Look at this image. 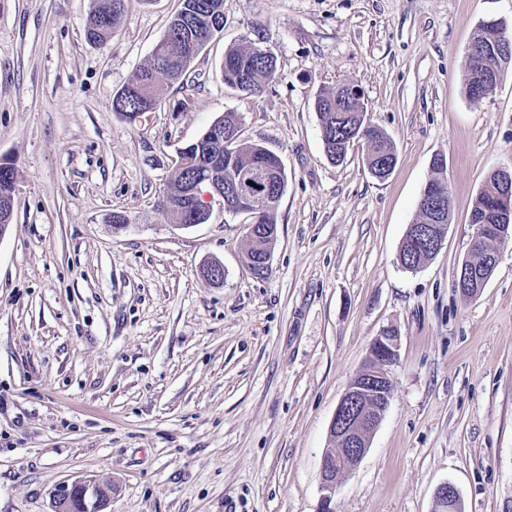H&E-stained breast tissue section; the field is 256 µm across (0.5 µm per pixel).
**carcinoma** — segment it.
Instances as JSON below:
<instances>
[{
  "label": "carcinoma",
  "instance_id": "obj_1",
  "mask_svg": "<svg viewBox=\"0 0 512 512\" xmlns=\"http://www.w3.org/2000/svg\"><path fill=\"white\" fill-rule=\"evenodd\" d=\"M124 8L125 0H94L92 17L85 30L86 40L97 44L112 37ZM211 17L224 20V0H181L180 9L169 21L166 35L155 45L149 63L117 91L118 104L112 105L113 111L134 122L142 113L150 111L149 99L160 102L197 56L190 49V42H196L203 48L210 41L208 19ZM222 76L226 86L258 95L270 80L271 72L265 59L253 54L247 44L226 51ZM314 108L320 118L322 140L325 142L344 141L352 135L355 124L370 122L367 113L348 111V103L336 99L334 90L321 92ZM369 144L379 153L395 151L391 138L379 129H371ZM192 146L194 149L185 154L190 171L206 170L212 156L223 152L219 146L201 138ZM12 193L14 184L0 175V224L10 223ZM494 193L495 179L488 178L476 195L471 221H482Z\"/></svg>",
  "mask_w": 512,
  "mask_h": 512
}]
</instances>
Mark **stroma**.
<instances>
[{
	"label": "stroma",
	"instance_id": "obj_1",
	"mask_svg": "<svg viewBox=\"0 0 512 512\" xmlns=\"http://www.w3.org/2000/svg\"><path fill=\"white\" fill-rule=\"evenodd\" d=\"M179 6L127 0L91 44L93 0H0V512H51L87 480L111 483L110 512H317L330 421L388 326L392 398L334 512H434L445 482L461 512H512V239L477 296L454 286L473 201L512 167V77L470 99L466 51L483 21L512 31V0H224L223 31L127 122L113 97ZM252 41L277 61L257 97L221 75ZM349 82L394 143L387 180L365 144L324 154L315 98ZM227 112L287 175L263 279L244 215L216 203L183 228L160 207L178 148ZM438 154L450 223L410 271ZM214 260L220 285L200 273Z\"/></svg>",
	"mask_w": 512,
	"mask_h": 512
}]
</instances>
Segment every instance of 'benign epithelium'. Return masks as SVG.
<instances>
[{
  "mask_svg": "<svg viewBox=\"0 0 512 512\" xmlns=\"http://www.w3.org/2000/svg\"><path fill=\"white\" fill-rule=\"evenodd\" d=\"M467 56L477 67L473 84V99L481 100L500 86L501 73L512 66V39L505 37L495 49L496 65L487 62V51L478 42H471ZM340 89L346 93L353 111L367 107L364 94L353 84H344ZM224 137V156L231 159L227 164L234 171V159L238 152L239 132L228 129L216 131V137ZM495 198L497 199L498 224H477L472 244L481 247L488 242H501L512 238L508 222L512 219V168L497 170ZM208 178L201 173L193 181L183 184L179 193V209L187 214L193 210V184ZM285 178L282 164L268 166L263 162H252L240 173L224 181V190L217 197L229 198L235 203L232 211L245 214L251 222L248 233L256 238L270 232V227L260 223L264 214L274 212L281 197L280 187ZM420 219L410 225L409 233L414 243L437 254L443 246L444 236L437 234L450 211V197L445 177L431 180L423 191L417 205ZM498 262V253L488 255L484 268L478 270L470 265L461 266L458 285L462 289L479 290L490 278ZM202 276L215 284L224 283L225 270L220 262H211L201 268ZM398 359L397 337L381 332L371 345L368 365L350 384L337 404L329 425L330 438L336 447L326 451L321 461L320 507L318 512H334L332 502L341 478L351 471L364 457L372 434L380 424L390 402L391 380L389 368ZM435 499L440 512H460V500L455 487L449 483L439 485ZM112 501V484L91 481L75 482L58 486L53 493V512H106Z\"/></svg>",
  "mask_w": 512,
  "mask_h": 512,
  "instance_id": "benign-epithelium-1",
  "label": "benign epithelium"
}]
</instances>
